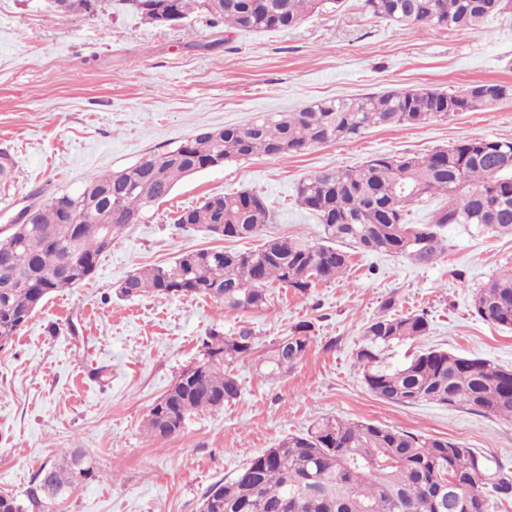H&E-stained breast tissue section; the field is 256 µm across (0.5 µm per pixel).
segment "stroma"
<instances>
[{"instance_id": "obj_1", "label": "stroma", "mask_w": 512, "mask_h": 512, "mask_svg": "<svg viewBox=\"0 0 512 512\" xmlns=\"http://www.w3.org/2000/svg\"><path fill=\"white\" fill-rule=\"evenodd\" d=\"M362 4L340 0L337 11L297 27L247 33L211 27L200 14L152 25L125 0H106L90 16L53 10L49 0H0V149L17 170L9 195H0V216H12L35 191L75 192L202 128L328 98L512 82V17L454 32L426 24L402 31ZM471 136L511 138L512 102L424 125L375 127L296 155L232 160L179 182L152 217L113 241L90 281L52 293L0 350V493L25 499L44 464L77 449L93 477L44 512H199L209 486L329 416L445 438L512 473V421L431 402L386 403L355 362L364 325L390 299L397 313L426 311L430 331L392 345L388 365L443 349L512 369V330L472 309L476 289L512 267V236H472L449 225L447 251L427 265L358 251L342 281L305 294L271 285L268 306L248 314L219 311L204 297L115 295L135 269L182 252L251 248L248 240L178 227L182 209L250 190L273 211L267 234L315 242L321 228L296 202L301 179ZM304 321L314 325L310 347L288 373L267 378L254 359L235 362V403L192 416L171 438L146 433L152 405L195 361L210 329L231 335L249 327L261 352Z\"/></svg>"}]
</instances>
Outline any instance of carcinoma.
Returning a JSON list of instances; mask_svg holds the SVG:
<instances>
[{
    "label": "carcinoma",
    "mask_w": 512,
    "mask_h": 512,
    "mask_svg": "<svg viewBox=\"0 0 512 512\" xmlns=\"http://www.w3.org/2000/svg\"><path fill=\"white\" fill-rule=\"evenodd\" d=\"M98 0H53L55 7L88 14ZM148 23L173 14L180 21L204 14L209 24L239 31L293 28L337 0H128ZM369 15L408 27L426 23L448 31L472 28L512 14V0H363ZM490 99L472 103L467 88L384 91L324 99L294 112L258 116L243 126L202 129L174 146L153 149L126 167L87 182L77 193L34 204L26 224L0 235V349L24 327L53 292L92 279L108 250L100 223L121 233L141 223L183 179L225 162L255 155L301 154L336 140L362 136L371 127L416 126L478 112L512 100V82H480ZM512 138L469 137L423 155H379L357 167L315 172L296 188L297 201L321 224L320 241L264 236L273 219L253 191L217 195L182 210L176 224L223 238L264 242L248 251L203 248L164 265L141 267L119 286L123 297L203 296L219 310L243 313L267 305L265 286L278 281L305 294L318 282L344 277L352 251L406 256L428 264L447 244L440 230L465 224L477 236L512 235ZM15 162L0 151V191L14 179ZM436 193L448 201L427 224L407 221L405 207ZM386 313L368 322L355 354L363 381L379 399L399 405L432 402L463 406L512 421V370L485 359L445 350L423 352L398 366L383 365L381 350L427 335L424 312ZM472 307L485 321L512 328V268L481 285ZM312 323L297 326L260 358L277 376L299 362L310 346ZM254 353L250 330L235 336L214 329L202 340L201 357L183 370L151 407L147 432L156 439L179 434L191 414L217 411L241 395L225 365ZM93 471L78 450L62 455L54 471L40 469L28 503L0 494V512H31L62 499ZM453 484L444 512H495L512 501V476L470 448L366 422L328 417L251 458L227 481L204 493L199 512H435V494Z\"/></svg>",
    "instance_id": "carcinoma-1"
}]
</instances>
